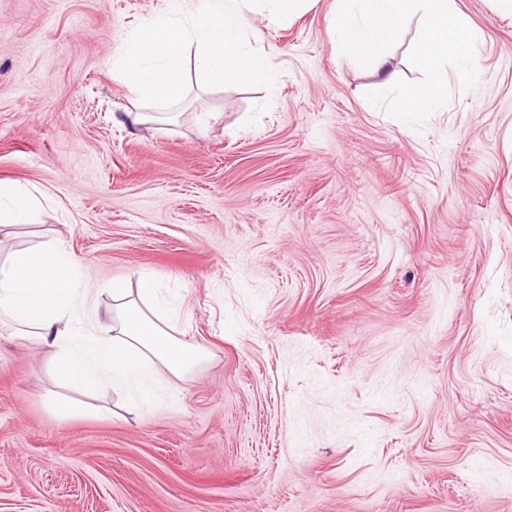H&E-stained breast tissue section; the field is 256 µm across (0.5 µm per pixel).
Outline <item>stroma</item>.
Masks as SVG:
<instances>
[{
    "instance_id": "obj_1",
    "label": "stroma",
    "mask_w": 512,
    "mask_h": 512,
    "mask_svg": "<svg viewBox=\"0 0 512 512\" xmlns=\"http://www.w3.org/2000/svg\"><path fill=\"white\" fill-rule=\"evenodd\" d=\"M168 6L0 0V183L38 199L0 262L60 241L102 309L153 274L206 351L146 406L0 321V512H512V6L454 0L486 76L420 128L367 100L337 0L247 10L273 88L135 126L105 62Z\"/></svg>"
}]
</instances>
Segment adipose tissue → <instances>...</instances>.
I'll list each match as a JSON object with an SVG mask.
<instances>
[{"instance_id": "ef3b65f1", "label": "adipose tissue", "mask_w": 512, "mask_h": 512, "mask_svg": "<svg viewBox=\"0 0 512 512\" xmlns=\"http://www.w3.org/2000/svg\"><path fill=\"white\" fill-rule=\"evenodd\" d=\"M77 265L53 241L15 252L0 264V309L26 335L57 348L59 382L80 388L108 383L147 401L164 375L182 376L204 359L203 347L172 336L157 316L164 302L150 274L141 276L135 291L113 282L111 310L96 315L90 325L79 320L74 313Z\"/></svg>"}]
</instances>
